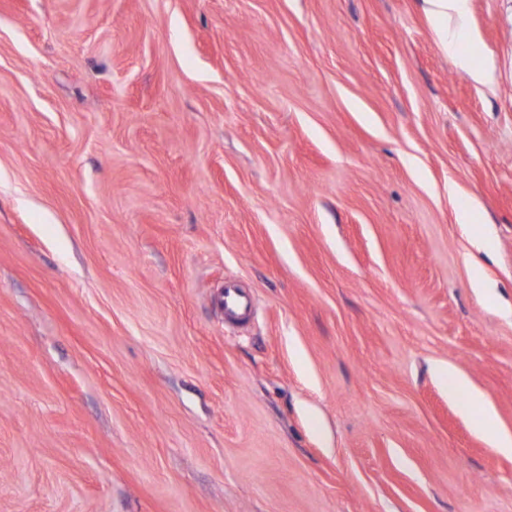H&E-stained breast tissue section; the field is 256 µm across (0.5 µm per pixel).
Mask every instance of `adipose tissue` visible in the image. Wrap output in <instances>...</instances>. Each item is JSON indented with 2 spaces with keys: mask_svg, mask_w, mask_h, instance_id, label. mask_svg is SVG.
<instances>
[{
  "mask_svg": "<svg viewBox=\"0 0 512 512\" xmlns=\"http://www.w3.org/2000/svg\"><path fill=\"white\" fill-rule=\"evenodd\" d=\"M425 2L428 13L433 19L448 18L454 22L453 27L448 30V46L456 51V65L465 70L475 83H488V71L476 66L474 62L477 48L467 28L471 0H425ZM448 394L454 398H466L469 403L481 406L482 415L476 422L477 428L492 436L495 448L502 453L512 454V432L496 429L493 409L486 406L483 394L464 375L459 373L450 375Z\"/></svg>",
  "mask_w": 512,
  "mask_h": 512,
  "instance_id": "obj_1",
  "label": "adipose tissue"
}]
</instances>
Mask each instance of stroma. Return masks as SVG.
<instances>
[{"label": "stroma", "instance_id": "stroma-1", "mask_svg": "<svg viewBox=\"0 0 512 512\" xmlns=\"http://www.w3.org/2000/svg\"><path fill=\"white\" fill-rule=\"evenodd\" d=\"M470 25L485 87L423 0H0V512H512L448 397L512 432V0ZM248 309V301L237 288L224 287V316L240 318ZM448 394L454 398L464 397L470 404L480 405L482 415L476 421L477 428L492 436L495 448L502 453L512 454V433L494 427L496 418L493 409L486 405L483 394L464 375L456 373L449 376Z\"/></svg>", "mask_w": 512, "mask_h": 512}]
</instances>
